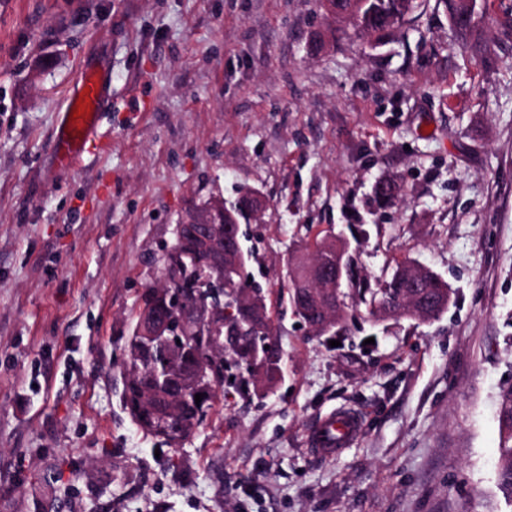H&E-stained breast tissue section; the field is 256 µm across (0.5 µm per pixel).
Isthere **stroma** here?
Listing matches in <instances>:
<instances>
[{
    "instance_id": "35a3bbf8",
    "label": "stroma",
    "mask_w": 512,
    "mask_h": 512,
    "mask_svg": "<svg viewBox=\"0 0 512 512\" xmlns=\"http://www.w3.org/2000/svg\"><path fill=\"white\" fill-rule=\"evenodd\" d=\"M476 0L473 45L442 0L381 42L319 0H0V512H512L498 394L512 385V40ZM106 75L100 136L58 170L55 117ZM396 181L378 208L373 186ZM264 203L248 266L271 291L333 229L376 280L410 258L452 290L438 319L347 320L332 347L279 309L286 365L228 386L180 447L120 403L135 300L189 200ZM339 409L337 456L307 432ZM359 430V420L355 416L331 412L319 418L308 431V445L318 455L335 456L347 441L358 435Z\"/></svg>"
}]
</instances>
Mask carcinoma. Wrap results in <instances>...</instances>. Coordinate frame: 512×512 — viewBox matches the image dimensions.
Returning <instances> with one entry per match:
<instances>
[{"instance_id":"1","label":"carcinoma","mask_w":512,"mask_h":512,"mask_svg":"<svg viewBox=\"0 0 512 512\" xmlns=\"http://www.w3.org/2000/svg\"><path fill=\"white\" fill-rule=\"evenodd\" d=\"M336 6L355 21L359 38L381 37L392 32L414 8V0H338ZM400 191L391 181L374 187L378 206L393 203ZM259 198L250 190L228 207L229 217L239 220L258 206ZM336 238H315L295 250L286 260L288 303L292 312L316 337L333 340L343 331L347 312L361 313L373 322L381 321L385 297H402L414 310L410 318L431 320L439 300L448 292V283L438 274L419 267L420 287H411L407 264L396 265L384 279L371 285L353 270L352 254L345 257L346 269L340 288L325 297L307 287L312 259L320 271L331 270L340 260ZM210 252L198 241L183 235L163 250L157 262L161 279L168 287L153 283L137 299L125 346L121 404L138 429L167 444L188 440L204 422L224 392L228 380L264 398L283 374L284 353L275 339V326L268 291L257 282L235 279L224 282V308L213 316L210 327L187 329L185 311L201 303L203 283L209 275ZM168 322L172 331H181L180 343L170 344L164 336L139 333L145 314ZM271 347V352L264 351ZM201 394L200 403L195 395ZM500 488L512 498V386L499 393Z\"/></svg>"}]
</instances>
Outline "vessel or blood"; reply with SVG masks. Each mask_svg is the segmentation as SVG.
I'll return each mask as SVG.
<instances>
[{
  "label": "vessel or blood",
  "mask_w": 512,
  "mask_h": 512,
  "mask_svg": "<svg viewBox=\"0 0 512 512\" xmlns=\"http://www.w3.org/2000/svg\"><path fill=\"white\" fill-rule=\"evenodd\" d=\"M84 96V103L68 99L58 114L53 140L54 158L61 168L70 167L73 161L82 159L88 144L96 138L100 116L104 110V91L101 78L92 71L85 72L77 90ZM90 111V119L71 121L73 108ZM360 430L358 419L350 414H328L319 418L308 432V444L313 452L322 456L337 455L343 445L355 438Z\"/></svg>",
  "instance_id": "1"
}]
</instances>
